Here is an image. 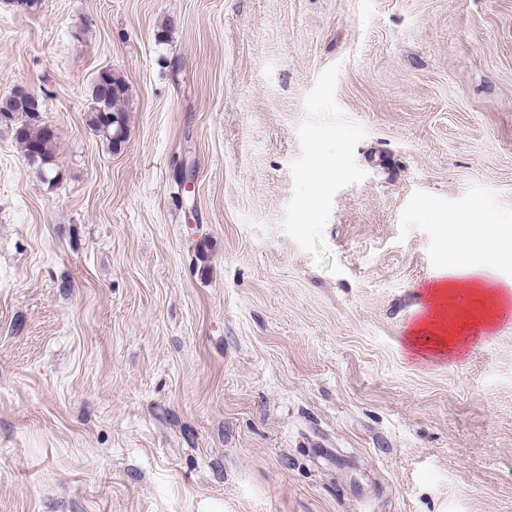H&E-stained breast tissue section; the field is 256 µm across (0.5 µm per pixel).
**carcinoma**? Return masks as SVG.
I'll use <instances>...</instances> for the list:
<instances>
[{
	"label": "carcinoma",
	"instance_id": "cac0c4a2",
	"mask_svg": "<svg viewBox=\"0 0 512 512\" xmlns=\"http://www.w3.org/2000/svg\"><path fill=\"white\" fill-rule=\"evenodd\" d=\"M127 92L124 80L110 70L99 72L92 82L89 125L115 147L125 141V113L119 103L126 99ZM42 112L43 103L38 99L21 98L14 92L0 101V123L17 125L16 140L27 162L50 182L49 165L54 158L55 135L42 121Z\"/></svg>",
	"mask_w": 512,
	"mask_h": 512
}]
</instances>
